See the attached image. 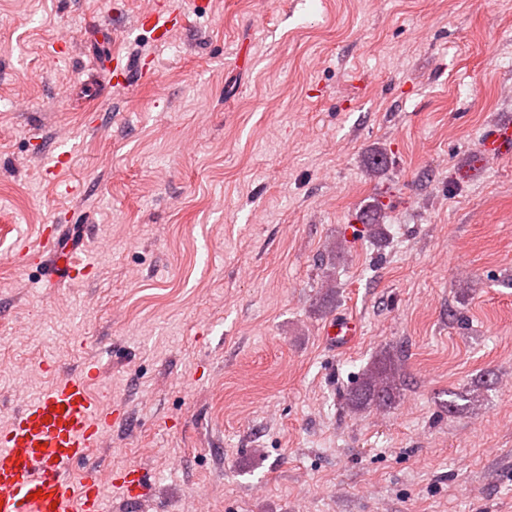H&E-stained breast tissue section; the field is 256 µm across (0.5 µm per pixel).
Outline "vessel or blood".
Segmentation results:
<instances>
[{
    "mask_svg": "<svg viewBox=\"0 0 512 512\" xmlns=\"http://www.w3.org/2000/svg\"><path fill=\"white\" fill-rule=\"evenodd\" d=\"M140 24L165 40L170 18L154 11ZM484 156L512 155V123L483 136ZM360 332L353 319L328 324L326 341L350 345ZM89 370L69 372L0 429V512H103L99 467L92 452L112 424V404L92 394Z\"/></svg>",
    "mask_w": 512,
    "mask_h": 512,
    "instance_id": "b4317fda",
    "label": "vessel or blood"
}]
</instances>
